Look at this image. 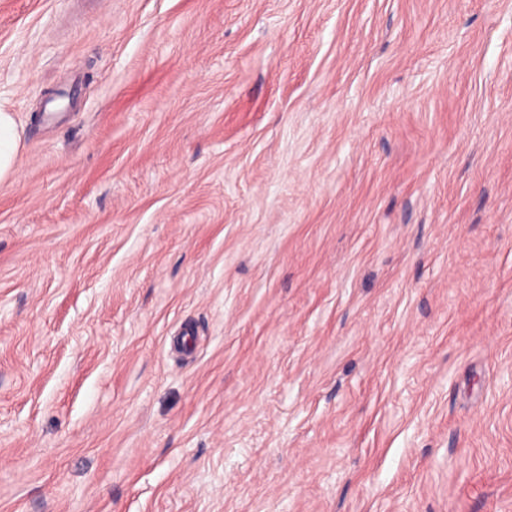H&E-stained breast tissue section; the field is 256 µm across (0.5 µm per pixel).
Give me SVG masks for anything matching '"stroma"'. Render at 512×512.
<instances>
[{"label": "stroma", "mask_w": 512, "mask_h": 512, "mask_svg": "<svg viewBox=\"0 0 512 512\" xmlns=\"http://www.w3.org/2000/svg\"><path fill=\"white\" fill-rule=\"evenodd\" d=\"M0 512H512V0H0ZM19 132L10 112L0 109V182L12 176L19 146Z\"/></svg>", "instance_id": "35a3bbf8"}]
</instances>
